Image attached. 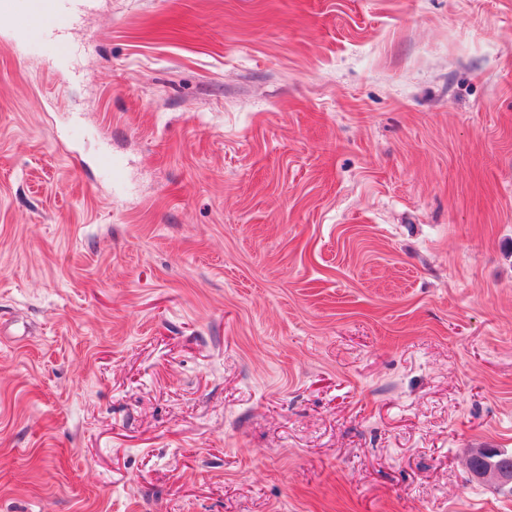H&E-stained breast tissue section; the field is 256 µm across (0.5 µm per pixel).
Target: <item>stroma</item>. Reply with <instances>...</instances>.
I'll list each match as a JSON object with an SVG mask.
<instances>
[{
	"label": "stroma",
	"instance_id": "1",
	"mask_svg": "<svg viewBox=\"0 0 512 512\" xmlns=\"http://www.w3.org/2000/svg\"><path fill=\"white\" fill-rule=\"evenodd\" d=\"M71 40L0 39V512H512V0ZM496 448H473L467 461L468 474L472 479L484 482L496 489H512V462L497 459Z\"/></svg>",
	"mask_w": 512,
	"mask_h": 512
}]
</instances>
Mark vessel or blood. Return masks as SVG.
Returning a JSON list of instances; mask_svg holds the SVG:
<instances>
[{"instance_id":"1","label":"vessel or blood","mask_w":512,"mask_h":512,"mask_svg":"<svg viewBox=\"0 0 512 512\" xmlns=\"http://www.w3.org/2000/svg\"><path fill=\"white\" fill-rule=\"evenodd\" d=\"M98 0H0V16L11 22V39L25 51L55 58L70 55V33Z\"/></svg>"}]
</instances>
